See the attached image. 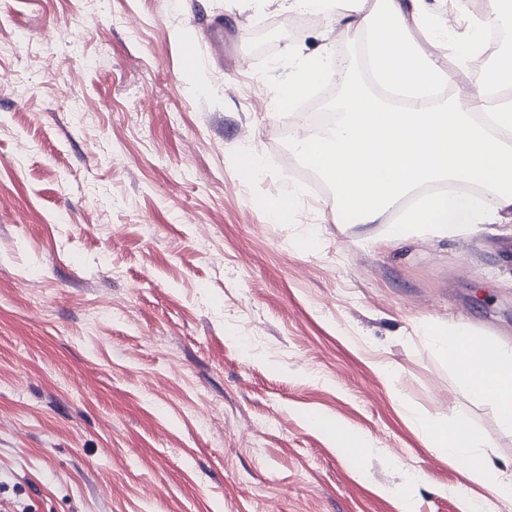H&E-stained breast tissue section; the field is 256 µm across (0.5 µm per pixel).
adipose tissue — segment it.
<instances>
[{
    "label": "adipose tissue",
    "instance_id": "1",
    "mask_svg": "<svg viewBox=\"0 0 512 512\" xmlns=\"http://www.w3.org/2000/svg\"><path fill=\"white\" fill-rule=\"evenodd\" d=\"M286 13L315 11L359 33L372 35L371 56L382 84L401 87L414 96L412 106L396 107L378 100L355 79H346L335 106L333 125L296 140L300 153L336 194L337 211L360 224H381L392 212L400 220L389 226L385 240L400 243L428 235L453 240L487 231L512 214V94L493 96L512 59L487 73L483 89L470 103L442 100L428 104L421 91L451 79L447 59L464 67L480 47V33L503 12L506 0H484L481 17L459 37L452 25L434 36L432 49L416 41L414 30L434 27L426 0H265ZM338 62L326 54L295 60L279 85L281 100L295 103L320 81L337 74ZM464 181L479 184V195L438 191L416 205L401 201L430 184ZM431 341L453 366L461 391L493 406L504 431L512 432V354L497 345L475 342L466 324L433 332ZM431 448L472 462L474 481L501 497L512 496V473L498 469L487 449L488 437L464 420L438 427L418 421Z\"/></svg>",
    "mask_w": 512,
    "mask_h": 512
}]
</instances>
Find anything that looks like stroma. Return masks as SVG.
<instances>
[{
	"label": "stroma",
	"mask_w": 512,
	"mask_h": 512,
	"mask_svg": "<svg viewBox=\"0 0 512 512\" xmlns=\"http://www.w3.org/2000/svg\"><path fill=\"white\" fill-rule=\"evenodd\" d=\"M254 0H0V512H462L427 326L512 350V219L385 243L279 163L294 57L355 30ZM199 31L194 66L180 32ZM263 158L260 175L238 155ZM292 192L284 220L259 207ZM391 364L390 373L378 363ZM373 444L343 453L340 430Z\"/></svg>",
	"instance_id": "1"
}]
</instances>
